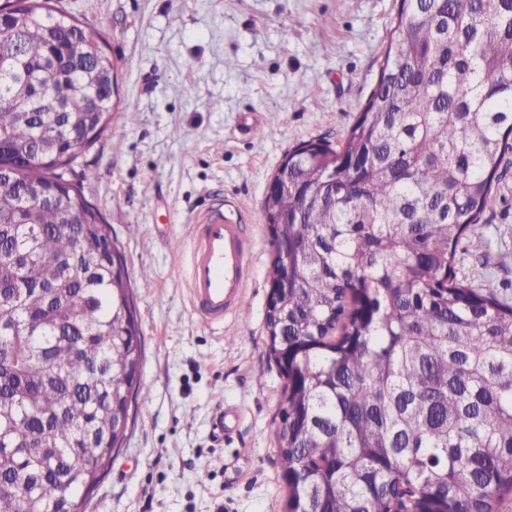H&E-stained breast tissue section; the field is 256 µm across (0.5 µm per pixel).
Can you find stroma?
<instances>
[{"label": "stroma", "mask_w": 512, "mask_h": 512, "mask_svg": "<svg viewBox=\"0 0 512 512\" xmlns=\"http://www.w3.org/2000/svg\"><path fill=\"white\" fill-rule=\"evenodd\" d=\"M398 5L60 0L105 38L116 68L112 130L65 177L126 258L148 388L88 512H283V381L265 344L272 249L262 200L289 149L343 140L377 83ZM501 167L494 206L455 268L512 289L511 153ZM217 207L247 225L249 268L240 312L210 324L194 307L189 273L196 226Z\"/></svg>", "instance_id": "obj_1"}]
</instances>
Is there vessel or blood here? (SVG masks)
<instances>
[{"label": "vessel or blood", "instance_id": "1", "mask_svg": "<svg viewBox=\"0 0 512 512\" xmlns=\"http://www.w3.org/2000/svg\"><path fill=\"white\" fill-rule=\"evenodd\" d=\"M247 266L241 226L225 222L222 210L208 213L190 271L193 297L205 319H222L240 302Z\"/></svg>", "mask_w": 512, "mask_h": 512}]
</instances>
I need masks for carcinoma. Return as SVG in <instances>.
I'll return each instance as SVG.
<instances>
[{
	"instance_id": "cac0c4a2",
	"label": "carcinoma",
	"mask_w": 512,
	"mask_h": 512,
	"mask_svg": "<svg viewBox=\"0 0 512 512\" xmlns=\"http://www.w3.org/2000/svg\"><path fill=\"white\" fill-rule=\"evenodd\" d=\"M91 39L52 0L0 5V172L32 152L0 181V512H86L146 393L125 258L60 186L72 132L112 127ZM509 152L512 0H399L343 142L288 151L263 200L284 512H502L512 295L455 263Z\"/></svg>"
}]
</instances>
